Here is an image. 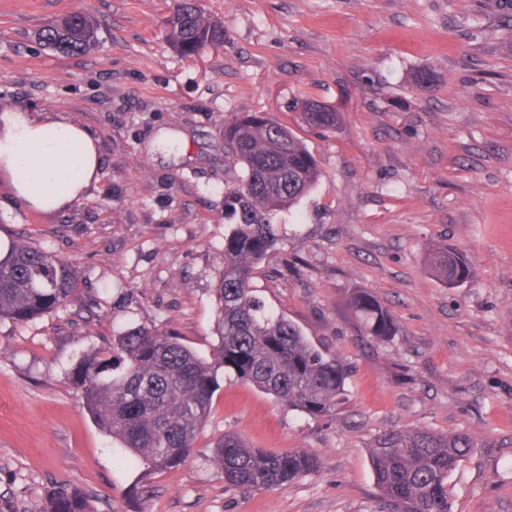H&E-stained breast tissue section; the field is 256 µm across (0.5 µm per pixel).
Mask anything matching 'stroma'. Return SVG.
I'll return each instance as SVG.
<instances>
[{"instance_id":"35a3bbf8","label":"stroma","mask_w":512,"mask_h":512,"mask_svg":"<svg viewBox=\"0 0 512 512\" xmlns=\"http://www.w3.org/2000/svg\"><path fill=\"white\" fill-rule=\"evenodd\" d=\"M504 0H200L224 44L181 57L178 0H0V107L55 111L101 157L88 197L53 213L0 187V239L73 262L86 303L0 322V512H43L77 486L96 512H382L367 448L391 429L470 432L448 479L451 512H512V11ZM80 10L101 43H41ZM337 108L306 126L292 101ZM266 112L322 171L271 215L278 249L251 285L351 368L344 403L309 416L224 378L197 446L142 476L83 409L69 379L113 330L144 324L209 355L224 266V125ZM447 245L470 278L426 258ZM381 300L396 336L368 335L347 300ZM227 433L312 454L317 469L263 490L228 485L210 445ZM430 267L450 287L462 284L471 276V269L463 256L448 246L431 255Z\"/></svg>"}]
</instances>
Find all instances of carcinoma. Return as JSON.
<instances>
[{
  "instance_id": "carcinoma-1",
  "label": "carcinoma",
  "mask_w": 512,
  "mask_h": 512,
  "mask_svg": "<svg viewBox=\"0 0 512 512\" xmlns=\"http://www.w3.org/2000/svg\"><path fill=\"white\" fill-rule=\"evenodd\" d=\"M167 25L170 43L185 57L224 43V24L206 17L196 0H180ZM40 39L61 53H78L95 46L99 35L96 23L76 10L44 29ZM300 107L310 127L334 130L340 123L332 108L310 100ZM224 143L233 180L224 188V268L214 288L218 342L210 356H199L172 333L138 325L113 332L107 347L84 353L71 369L94 423L120 449L121 462L143 467L145 476L175 468L193 452L222 376L310 416L334 411L346 395L348 364L269 310L251 287L254 270L279 242L268 215L291 209L318 184V162L288 126L263 112H245L224 124ZM430 267L450 287L471 276L463 256L449 247L431 255ZM82 300L78 270L52 251L18 240L0 253V320L27 323ZM348 305L370 335H395L373 293L355 292ZM474 447L465 430L410 428L378 436L368 458L391 512H450L448 477ZM211 460L228 484L253 490L282 485L316 466L303 450L255 448L234 434L214 443ZM45 512L95 510L83 490L53 488Z\"/></svg>"
}]
</instances>
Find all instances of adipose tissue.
Listing matches in <instances>:
<instances>
[{
    "instance_id": "ef3b65f1",
    "label": "adipose tissue",
    "mask_w": 512,
    "mask_h": 512,
    "mask_svg": "<svg viewBox=\"0 0 512 512\" xmlns=\"http://www.w3.org/2000/svg\"><path fill=\"white\" fill-rule=\"evenodd\" d=\"M100 159L89 132L54 112L17 106L0 112V178L36 210L84 199L97 183Z\"/></svg>"
}]
</instances>
